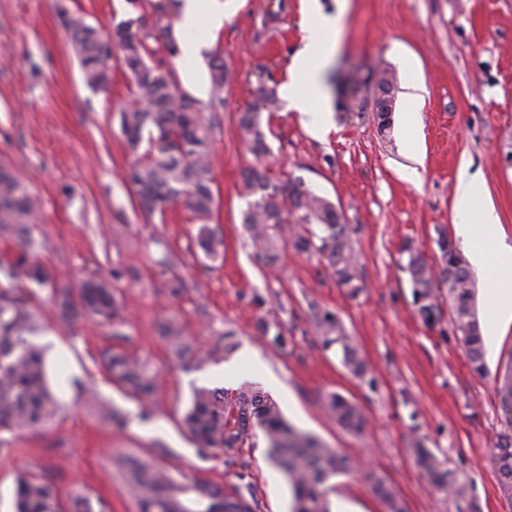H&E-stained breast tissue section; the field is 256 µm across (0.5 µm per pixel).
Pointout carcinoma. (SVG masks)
Masks as SVG:
<instances>
[{
	"mask_svg": "<svg viewBox=\"0 0 512 512\" xmlns=\"http://www.w3.org/2000/svg\"><path fill=\"white\" fill-rule=\"evenodd\" d=\"M140 11L135 18L112 26L109 38L102 39L84 17L58 4L62 27L70 35L85 83L104 89L111 82L109 65L112 49H118L126 70L135 84L134 98L146 102L142 108L128 107L120 113V124L133 163L124 180L134 188L139 208L150 216L164 217L170 208L183 204L201 223L197 245L207 256L217 254V242L207 224L214 206L212 184V136L219 125L218 112L224 107V85L228 71L221 51L212 53L208 74L211 90L210 121H205L197 102L182 91L172 69L157 58L163 50L170 57L180 54L174 36L173 19L181 0H128ZM251 104L238 113L237 128L256 164L243 173L241 193L251 198L243 223L256 246L259 258L274 262L279 250L291 247L299 255L319 256L328 261L336 281L349 294L359 293L362 280L350 232L340 208L316 194L299 177L274 179L261 163L270 151L263 129V114L271 115L277 102L275 89L264 75ZM34 201L27 186L8 168L0 167V277L9 282L28 281L39 286L50 283L47 267L37 258L38 243L33 236ZM439 258L429 262L419 249L408 243L403 251V270L413 288L415 310L422 322L434 327L442 321V309L435 285L448 287L451 322L464 347L471 372L478 378L487 374L484 340L476 315L473 275L443 228L436 229ZM90 276L77 288H51L58 315L64 325L83 320L112 326V337L126 340L121 332V305L111 280ZM314 321L323 347L337 346L344 367L364 378L368 366L338 316L330 310L313 307ZM41 319L30 293L24 288L0 286V432L18 430L42 432L58 415L60 405L52 392L46 371V358L33 341ZM161 336L171 355L195 367L215 360L229 351L233 333H224V344L200 353L184 336L180 324L168 318L161 324ZM101 364L111 379L142 405V417L152 416L150 401L158 385L157 374L147 363L132 358L118 345H110L101 355ZM497 409L503 429L493 443L490 462L499 486L512 488V357L504 371L495 377ZM327 412L343 427L360 432L366 419L361 409L340 394L328 395ZM183 430L193 439L199 453L224 455L228 467L237 464L241 449L256 432L266 441L267 459L280 469L292 493L291 512H329L331 478L344 473L364 472L371 494L386 512H405V504L394 486L373 470H363L316 437L288 423L279 406L256 387H246L234 397L221 388H198L181 420ZM414 462L435 489L454 495L466 512H478L469 484L457 478L423 442H412ZM115 465L125 477L136 499L138 512H232L234 501L239 512H254L258 488L236 474L239 483L224 488L182 476L175 478L153 462L118 456ZM111 512L102 498L92 499L85 487L76 485L61 496L57 484L37 473L27 472L17 479L14 512Z\"/></svg>",
	"mask_w": 512,
	"mask_h": 512,
	"instance_id": "carcinoma-1",
	"label": "carcinoma"
}]
</instances>
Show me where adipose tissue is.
Wrapping results in <instances>:
<instances>
[{
	"mask_svg": "<svg viewBox=\"0 0 512 512\" xmlns=\"http://www.w3.org/2000/svg\"><path fill=\"white\" fill-rule=\"evenodd\" d=\"M314 0H305V12L314 18L306 29L304 45L294 57L288 80L280 96L299 112L301 121L312 133L323 134L327 128L323 72L338 47L340 16L314 14ZM455 207L479 215L475 224H461L457 234L467 250L471 264L490 276L487 302L494 313L493 328L512 325V245H507L498 224V215L487 197L482 179L468 170H460Z\"/></svg>",
	"mask_w": 512,
	"mask_h": 512,
	"instance_id": "1",
	"label": "adipose tissue"
}]
</instances>
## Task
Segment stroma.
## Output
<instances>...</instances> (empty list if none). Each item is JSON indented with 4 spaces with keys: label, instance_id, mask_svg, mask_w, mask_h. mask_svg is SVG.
<instances>
[{
    "label": "stroma",
    "instance_id": "1",
    "mask_svg": "<svg viewBox=\"0 0 512 512\" xmlns=\"http://www.w3.org/2000/svg\"><path fill=\"white\" fill-rule=\"evenodd\" d=\"M324 12L342 16L340 48L326 73L325 135L309 132L300 115L280 101L265 133L272 176L303 178L341 207L350 224L364 287L358 296L337 284L318 258L286 251L271 267L257 264L242 216L241 173L253 158L236 126L237 112L253 100L257 72L271 87L287 81L301 49L302 0H224L218 35L206 26L176 30L181 54L196 43L221 50L231 69L224 88L221 124L213 135L215 207L210 227L221 244L213 257L196 246L200 228L183 206L165 218L145 219L132 187L123 180L131 162L119 113L131 99L133 80L113 52L107 89L86 85L59 23L57 0H0V165L28 184L37 202V254L52 284L30 285L41 305L37 343L46 347L48 374L61 412L46 430L0 434V512H13L17 476L25 471L56 479L61 492L73 484L107 499L112 512H137L117 456L152 458L172 473L219 485L235 483L220 454L199 455L178 424L194 388L233 396L257 386L296 427L329 447L362 461L391 482L407 512H457L452 497L431 488L415 465L414 438L467 478L479 512H512L489 462L501 425L494 379L512 358V328L487 327L489 278L475 274L478 319L484 327L488 374L475 377L449 324L426 326L415 311L413 288L403 272L402 247L437 252V229L477 222L455 209L461 165L481 176L512 244V0H319ZM100 33L134 16L128 0H67ZM363 64L395 78L394 122L380 132L373 113L340 119L336 90L349 69ZM421 87V135L405 139L399 119L409 81ZM422 166H414L412 155ZM418 179H410L409 167ZM171 264L186 283L171 296L162 274ZM122 273L115 286L123 304L125 350L149 359L159 374L155 416L140 417V404L107 379L99 355L112 328L92 322L63 326L52 287H76L93 274ZM339 315L369 367L367 378L349 373L338 348H323L313 307ZM180 320L196 348L233 332V353L202 368L170 360L159 333L162 315ZM280 327L288 344L278 349L260 326ZM82 379L100 399L127 417L111 427L71 387ZM356 403L366 427L353 433L324 410L328 394ZM263 435L242 450L246 480L258 487L255 512H290L283 474L265 457ZM333 512H384L361 474L331 479Z\"/></svg>",
    "mask_w": 512,
    "mask_h": 512
}]
</instances>
